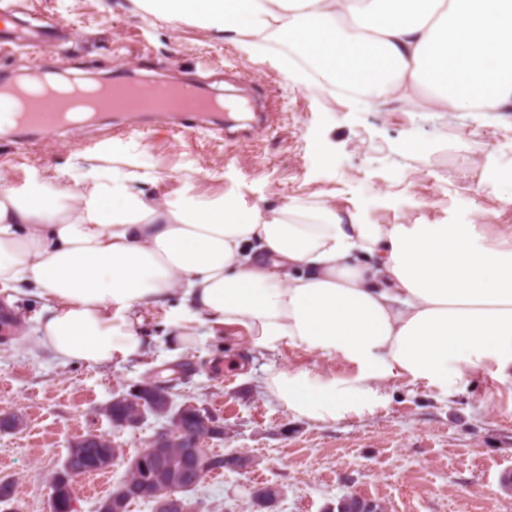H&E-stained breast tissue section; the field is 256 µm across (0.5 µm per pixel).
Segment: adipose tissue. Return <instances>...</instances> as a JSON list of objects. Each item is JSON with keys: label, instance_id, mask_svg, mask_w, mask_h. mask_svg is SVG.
<instances>
[{"label": "adipose tissue", "instance_id": "1", "mask_svg": "<svg viewBox=\"0 0 512 512\" xmlns=\"http://www.w3.org/2000/svg\"><path fill=\"white\" fill-rule=\"evenodd\" d=\"M144 15L223 33L247 51L298 48L281 69L339 76L369 100L512 114V0H133ZM83 175L0 172V294L37 298V344L62 363L146 354L143 308L181 348L244 332L250 354L292 346L326 369L267 370L296 418L376 415L389 386L465 389L512 374V226L365 224L299 201L246 207L168 190L136 151L78 154Z\"/></svg>", "mask_w": 512, "mask_h": 512}]
</instances>
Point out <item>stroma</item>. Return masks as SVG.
<instances>
[{
	"label": "stroma",
	"mask_w": 512,
	"mask_h": 512,
	"mask_svg": "<svg viewBox=\"0 0 512 512\" xmlns=\"http://www.w3.org/2000/svg\"><path fill=\"white\" fill-rule=\"evenodd\" d=\"M16 36L37 19L58 24L52 45L20 42L0 52V75L32 68L110 78L133 73L205 84L214 93L250 94L271 114L268 128L247 142L187 129L157 132L141 124L123 132L112 123L47 131L19 144L0 136V169L22 185L34 171L67 169L77 153L142 151L167 174V189L191 176L203 190H224L246 205L277 206L296 198L309 207L356 213L368 224H511L512 203L494 182L473 179L487 167H512V127L493 113L440 112L397 102L365 104L314 84L294 85L268 46L242 51L212 30L143 17L132 0H13ZM415 147H407V140ZM36 299L0 301V417L25 424L0 431V480L16 486V512H49L51 477L71 441L98 431L110 436L125 462L161 428L147 418L138 429H116L101 409L113 393L151 379L171 384L175 404L193 403L224 424L207 441L216 454H244L246 469L206 476L191 491L199 512H257L256 486L280 495L273 512H336L355 494L381 501L386 512H512V379L472 378L465 390L442 393L396 385L385 410L324 426L290 416L260 390L265 368L328 367L300 348L250 354L242 336H201L175 352L163 312L144 310L155 342L141 359L112 367L62 364L36 345Z\"/></svg>",
	"instance_id": "1"
}]
</instances>
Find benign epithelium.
Segmentation results:
<instances>
[{
	"instance_id": "7a95c632",
	"label": "benign epithelium",
	"mask_w": 512,
	"mask_h": 512,
	"mask_svg": "<svg viewBox=\"0 0 512 512\" xmlns=\"http://www.w3.org/2000/svg\"><path fill=\"white\" fill-rule=\"evenodd\" d=\"M145 397L151 404L155 417H167L168 424L158 429L148 445L137 456L127 461V465L145 467L150 460L156 462L162 460L167 448L179 445L184 448L185 459L191 464H199L197 469V481L210 469L221 470L223 468H241L248 465V459L237 455H222L210 459L204 457L206 449L203 448V441L206 439L224 437V425L215 418L196 406L192 407V414L196 420L200 435L190 437L178 426V416L170 415L173 400L169 390L161 385L146 386L138 384L126 393L113 396L107 406L102 409V414L115 427L137 428L146 420V413L120 414L112 407L136 403L134 396ZM90 442L96 443L101 448L113 447L112 439L102 433L93 432L86 436L76 438L69 446V452L74 454L77 449ZM69 478L62 469H57L51 478L52 489V512H74L76 510V499L74 487L68 485ZM141 497L147 501H154V512H192L190 504L179 495V489L172 485L168 488L166 497L152 499L144 485H133L125 481L112 488V497L99 504L98 512H125V506L131 498ZM279 497V490L272 486H257L252 491L253 501L265 508L272 506Z\"/></svg>"
}]
</instances>
